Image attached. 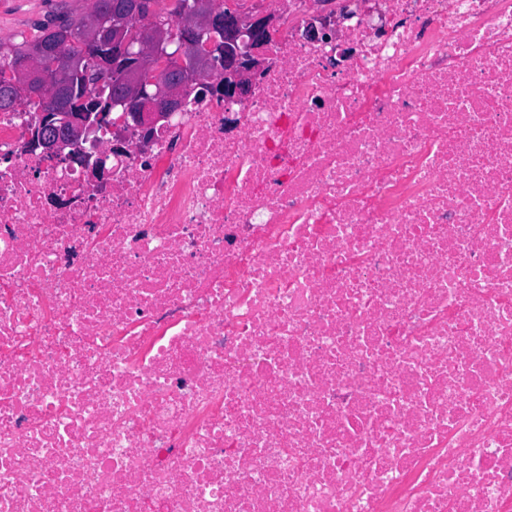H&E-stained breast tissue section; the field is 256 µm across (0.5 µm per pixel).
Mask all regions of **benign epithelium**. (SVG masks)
Listing matches in <instances>:
<instances>
[{
	"mask_svg": "<svg viewBox=\"0 0 512 512\" xmlns=\"http://www.w3.org/2000/svg\"><path fill=\"white\" fill-rule=\"evenodd\" d=\"M142 4L143 0H122L104 13L94 0L89 25L82 30L83 58L65 61L67 73L92 85L106 71L120 69L124 58L138 60L137 66L122 73V86L112 99V107L122 109V126L142 138L148 136L158 120L180 106L185 90L181 75L191 72H222L224 97L240 101L248 96L275 27L272 18L265 15L245 22L233 14H220L206 0H194L187 11L193 26L208 34V39L189 52V43L174 44V36L161 24L133 32L131 22L139 16ZM12 85L10 102L32 101L39 107L28 125L27 147L42 149L50 160H82L83 154L64 155L63 148L88 140L110 117L103 112L70 111L66 83L37 58L16 65Z\"/></svg>",
	"mask_w": 512,
	"mask_h": 512,
	"instance_id": "7a95c632",
	"label": "benign epithelium"
}]
</instances>
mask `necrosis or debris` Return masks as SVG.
Wrapping results in <instances>:
<instances>
[{
  "label": "necrosis or debris",
  "instance_id": "1",
  "mask_svg": "<svg viewBox=\"0 0 512 512\" xmlns=\"http://www.w3.org/2000/svg\"><path fill=\"white\" fill-rule=\"evenodd\" d=\"M214 3L106 183L0 112V512H512V0Z\"/></svg>",
  "mask_w": 512,
  "mask_h": 512
}]
</instances>
